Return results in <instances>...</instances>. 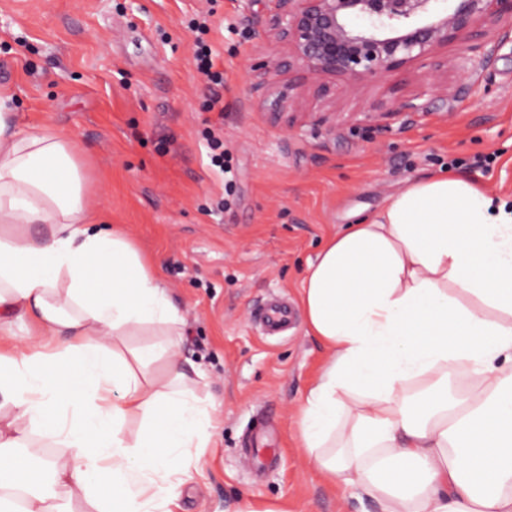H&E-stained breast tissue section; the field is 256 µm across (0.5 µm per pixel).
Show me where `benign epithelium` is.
<instances>
[{
    "label": "benign epithelium",
    "instance_id": "1",
    "mask_svg": "<svg viewBox=\"0 0 512 512\" xmlns=\"http://www.w3.org/2000/svg\"><path fill=\"white\" fill-rule=\"evenodd\" d=\"M267 32L286 42L294 61L317 75L339 76L352 89L413 61L434 57L450 40L475 39L502 17L512 0H274ZM289 66L269 59L256 90L272 114L288 108L289 95L270 76Z\"/></svg>",
    "mask_w": 512,
    "mask_h": 512
}]
</instances>
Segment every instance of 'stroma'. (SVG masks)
Returning a JSON list of instances; mask_svg holds the SVG:
<instances>
[{
  "mask_svg": "<svg viewBox=\"0 0 512 512\" xmlns=\"http://www.w3.org/2000/svg\"><path fill=\"white\" fill-rule=\"evenodd\" d=\"M271 0H0V85L19 125L70 137L92 209L158 261L185 323L182 355L223 420L172 512H379L305 461L297 413L322 357L297 314L286 335L253 320L269 297L299 305L326 239L372 217L424 174L455 170L512 196V20L347 91L292 65L298 131L273 122L250 66L286 56L266 38ZM205 21L197 34L192 24ZM224 83L198 71L196 38ZM219 93L223 111L209 110ZM416 99L425 109L405 116ZM324 121H315V113ZM231 174L212 167V139ZM490 154L489 170L469 168Z\"/></svg>",
  "mask_w": 512,
  "mask_h": 512,
  "instance_id": "1",
  "label": "stroma"
}]
</instances>
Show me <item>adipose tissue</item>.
Returning a JSON list of instances; mask_svg holds the SVG:
<instances>
[{"instance_id":"1","label":"adipose tissue","mask_w":512,"mask_h":512,"mask_svg":"<svg viewBox=\"0 0 512 512\" xmlns=\"http://www.w3.org/2000/svg\"><path fill=\"white\" fill-rule=\"evenodd\" d=\"M13 100L0 86V334L27 317L41 336L0 348V512H60L15 473L36 437L64 451L61 496L165 512L216 404L193 396L155 260L91 217L73 141L18 127ZM301 303L325 351L298 410L316 471L380 512H512V203L459 175L409 182L330 236ZM148 325L163 342L129 347Z\"/></svg>"}]
</instances>
